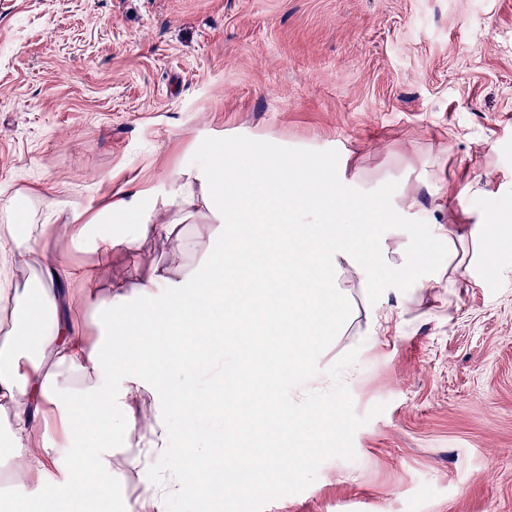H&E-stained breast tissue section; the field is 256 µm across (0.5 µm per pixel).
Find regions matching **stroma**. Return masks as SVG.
<instances>
[{"mask_svg": "<svg viewBox=\"0 0 512 512\" xmlns=\"http://www.w3.org/2000/svg\"><path fill=\"white\" fill-rule=\"evenodd\" d=\"M267 135L347 151L364 189L452 233L423 270L471 258L478 215L512 218V0H0V194L18 208L47 195L62 224L131 177L162 195L198 141ZM167 251L151 235L113 255L103 288ZM341 287L352 312L319 366L359 351L356 457L263 512H512V254L472 281L406 280L375 344L359 276Z\"/></svg>", "mask_w": 512, "mask_h": 512, "instance_id": "1", "label": "stroma"}]
</instances>
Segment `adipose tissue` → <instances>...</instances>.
Masks as SVG:
<instances>
[{
  "label": "adipose tissue",
  "instance_id": "ef3b65f1",
  "mask_svg": "<svg viewBox=\"0 0 512 512\" xmlns=\"http://www.w3.org/2000/svg\"><path fill=\"white\" fill-rule=\"evenodd\" d=\"M198 150L203 163L172 176L164 196L131 179L96 213L75 206L66 223L32 224L26 234L0 238V277L9 282L22 267L32 272L23 286L0 289V301L11 306L0 343V429L14 464L5 493L19 512H90L99 494L94 477L111 471L118 436L134 450L125 466L141 477L140 512H166L171 499L204 487L215 500L234 491L201 427L202 419L217 417L216 401L197 389L188 360L219 339L224 319L238 312L224 273L236 256L260 246L283 264L272 272L253 262L250 293L257 305L249 315L238 312L237 326L260 337L257 362L266 363L283 346L288 353L239 400L256 413L286 418L281 446L264 449L257 468L287 482L307 459L300 441L317 436V427L299 422L294 393L322 380L311 353L315 338L333 333L345 313L338 285L344 269L357 273L378 309L438 239L433 225L418 223L393 196L360 190L345 159L326 149L283 151L268 139L241 138L205 141ZM200 217L215 231L179 233V225ZM380 222L407 225L410 246L401 262L392 261L388 237L376 228ZM242 224L265 225L267 235L258 240L238 233ZM483 227L475 222L470 232L479 246L471 260L448 253L459 277L492 270L500 255L512 252L511 230L489 238ZM52 233L97 255V263L72 267L62 255L32 248V239ZM150 234L170 242L168 262L135 283L100 290V260L137 254ZM231 236L236 245L229 254L224 240ZM195 255L201 265L190 264ZM75 279L86 290L98 338L66 315ZM147 391L152 402L140 420L135 411ZM175 420L185 443L177 451L171 448ZM36 430L44 439L38 454L30 449Z\"/></svg>",
  "mask_w": 512,
  "mask_h": 512
}]
</instances>
